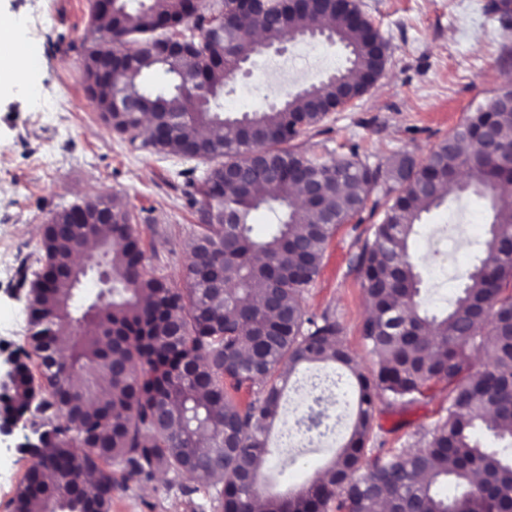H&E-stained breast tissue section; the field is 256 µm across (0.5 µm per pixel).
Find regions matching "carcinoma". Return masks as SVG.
Masks as SVG:
<instances>
[{"mask_svg": "<svg viewBox=\"0 0 512 512\" xmlns=\"http://www.w3.org/2000/svg\"><path fill=\"white\" fill-rule=\"evenodd\" d=\"M91 0L95 38L85 55L90 99L105 125L133 144L141 113L118 110L117 93L155 106L159 152L215 162L184 176L190 206L208 204L222 224H201L188 245L189 288H170L146 268L134 214L109 194L55 212L44 225L41 257L22 268L29 284L28 347L15 351L0 385V413L15 422L30 415L33 438L23 447L31 465L20 481L15 512H112L116 478L150 481L159 471L204 474L222 485L224 512H512V450L483 448L484 426L512 439V93L508 81L418 162L407 154L371 167L350 156L323 161L290 146L323 116L331 101L372 73L370 41L379 36L359 4L321 0L290 7L267 0L240 14L231 42L211 36L214 20L198 0ZM501 29L512 30V0L492 5ZM330 23H324V20ZM326 25L349 54V67L268 112L224 116L219 99L239 64L257 54L252 33L278 40L310 36ZM180 35L192 50L160 55L159 34ZM161 70L155 91L142 77ZM496 139L480 148V130ZM201 128L217 130L203 138ZM235 166L245 186L225 180ZM468 169V180L458 175ZM319 186L309 197L305 181ZM486 198L493 218L482 257L467 273L445 313L430 315L420 300V275L409 240L422 215L453 192ZM383 210L356 256L369 304L361 338L374 358L366 376L340 342L336 317L305 316L300 296L318 275L328 242L347 219ZM278 213L262 239L250 236L249 216ZM112 216L110 236L99 226ZM98 239L95 251L87 242ZM101 255L107 282L93 298L75 286L74 258ZM228 284L227 293L219 284ZM487 366L472 373V351ZM37 358L39 376L29 361ZM333 363L355 381L351 432L325 474L286 495L263 496L260 474L270 450L268 423L279 414L288 375L305 363ZM448 388L441 422L422 445L404 452L367 447L377 402L407 403L431 386ZM254 390L242 404L231 392ZM441 481L457 489L442 498Z\"/></svg>", "mask_w": 512, "mask_h": 512, "instance_id": "carcinoma-1", "label": "carcinoma"}]
</instances>
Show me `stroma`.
Listing matches in <instances>:
<instances>
[{
  "label": "stroma",
  "mask_w": 512,
  "mask_h": 512,
  "mask_svg": "<svg viewBox=\"0 0 512 512\" xmlns=\"http://www.w3.org/2000/svg\"><path fill=\"white\" fill-rule=\"evenodd\" d=\"M487 2L358 0L389 45L386 72L352 106L298 137L296 149L329 160L354 145L360 160L372 166L405 153L424 159L512 78V31H502L486 14ZM33 4L43 16L32 43L36 61L0 89V341L14 340L16 319L29 312L28 291L19 287L17 272L39 257L37 227L98 193L116 197L136 215L148 269L169 286L186 288L188 243L199 214L186 204L181 173L193 168L201 174L210 167L197 158L134 149L107 129L84 82L90 0H0V19L17 18ZM346 65L340 45L291 42L285 53L254 55L248 74L226 84L220 103L231 116L265 112L283 93H298ZM24 84L53 108V121L31 112L19 91ZM380 221L376 215L340 225L300 300L306 315L335 314L344 347L365 372L374 359L360 338L367 300L355 258ZM491 221L487 201L473 194L449 196L424 214L410 254L429 313L447 310ZM351 382L348 372L327 363L303 364L291 375L267 431L271 453L261 473L266 493H288L326 470L355 419V404L336 401ZM447 396L438 386L412 403L380 407L370 447H417L435 427ZM30 434L22 420L11 433H0V512H13L30 464L21 452ZM112 512H222L220 489L206 479L160 473L148 482L120 483Z\"/></svg>",
  "instance_id": "35a3bbf8"
}]
</instances>
